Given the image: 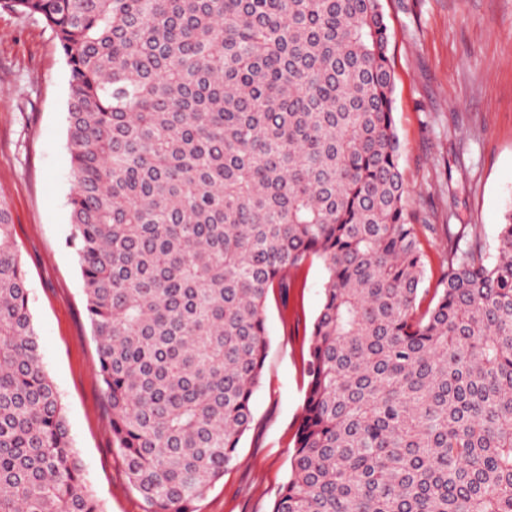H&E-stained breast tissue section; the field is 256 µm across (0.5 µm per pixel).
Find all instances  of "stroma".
I'll list each match as a JSON object with an SVG mask.
<instances>
[{"instance_id": "35a3bbf8", "label": "stroma", "mask_w": 512, "mask_h": 512, "mask_svg": "<svg viewBox=\"0 0 512 512\" xmlns=\"http://www.w3.org/2000/svg\"><path fill=\"white\" fill-rule=\"evenodd\" d=\"M406 213L424 251L423 299L448 269V235L494 258L512 209V0H382ZM70 69L40 16L0 8V193L27 272L41 363L102 512H143L112 447V415L85 311L71 230L66 147ZM326 273L271 289L269 349L236 464L198 512H270L284 483L307 388Z\"/></svg>"}]
</instances>
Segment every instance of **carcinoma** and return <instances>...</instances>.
Wrapping results in <instances>:
<instances>
[{
  "instance_id": "cac0c4a2",
  "label": "carcinoma",
  "mask_w": 512,
  "mask_h": 512,
  "mask_svg": "<svg viewBox=\"0 0 512 512\" xmlns=\"http://www.w3.org/2000/svg\"><path fill=\"white\" fill-rule=\"evenodd\" d=\"M70 68L71 234L144 512L237 462L269 290L326 270L272 512H512V210L421 305L381 0H0ZM0 512H101L0 195Z\"/></svg>"
}]
</instances>
